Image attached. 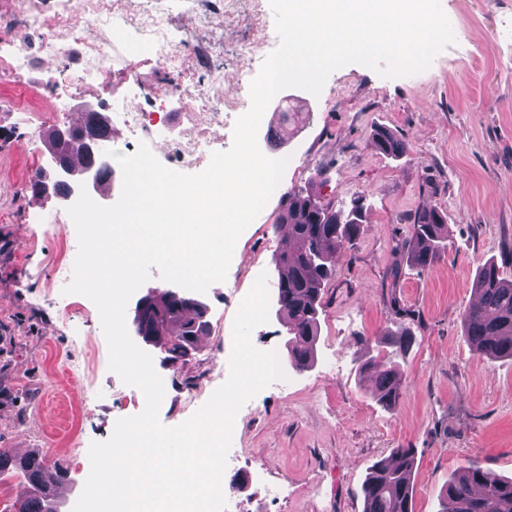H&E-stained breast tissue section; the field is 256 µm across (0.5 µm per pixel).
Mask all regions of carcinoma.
<instances>
[{"label":"carcinoma","mask_w":512,"mask_h":512,"mask_svg":"<svg viewBox=\"0 0 512 512\" xmlns=\"http://www.w3.org/2000/svg\"><path fill=\"white\" fill-rule=\"evenodd\" d=\"M47 148L64 161L83 155L77 141L61 143L56 130L49 131ZM376 150L398 157L407 153L406 140L387 128H378L372 136ZM365 221L362 206L335 209L322 203L313 193L294 191L278 217L288 227L289 251L276 258L277 315L288 331V363L303 371L314 361L319 332V307L324 286L330 280L333 260L358 234ZM443 212L434 206L416 211L410 234L396 243L394 250L406 260L426 267L444 248ZM478 301L462 316L463 336L478 353L493 358H512V279L500 273L493 262L484 264L473 284ZM206 305L181 289L148 293L142 308L135 310V331L148 345L163 349L164 360L177 362L198 351V338L210 328ZM415 337L404 329L390 341L393 346L388 367L377 370L366 363L363 370L373 371L374 397L388 408L400 398L398 368ZM416 452L397 448L391 457L378 461L366 477L363 487V512H414L413 471ZM22 472L30 486V495L18 503L15 512H56L50 499L45 461L41 454L18 457L0 448V475ZM441 512H512V479L478 466H467L440 491Z\"/></svg>","instance_id":"obj_1"}]
</instances>
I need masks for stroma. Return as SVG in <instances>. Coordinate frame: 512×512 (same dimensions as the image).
Returning <instances> with one entry per match:
<instances>
[{
  "label": "stroma",
  "instance_id": "1",
  "mask_svg": "<svg viewBox=\"0 0 512 512\" xmlns=\"http://www.w3.org/2000/svg\"><path fill=\"white\" fill-rule=\"evenodd\" d=\"M456 37L419 74L387 79L351 64L333 71L320 96L301 89L283 97L303 112L287 143H271L265 110L257 140L264 154L291 164L281 191L237 240L224 282L201 299L210 330L186 361L168 363L150 348L165 396L164 425L182 423L180 405H203L229 376L233 319L260 273L276 283L274 259L287 246L277 219L285 192L313 188L337 208L360 203L365 221L337 255L320 311L313 365L284 367L282 379L247 400L234 420L231 446L238 467L224 472V495L236 512H362L371 467L394 449L416 451L415 512H438L437 495L468 465L512 478V359L487 360L466 342L464 310L474 301L479 268L495 261L512 279V0H440ZM68 9L88 36L111 38L110 71L93 89L64 87L63 67L79 69L78 49L67 56L32 53L15 87L0 86V448L40 452L49 470L64 468L61 489H83L90 462L75 463L72 435L83 446L110 438L119 419L141 413L143 392L109 368V348L94 303L64 294L56 272L78 248L74 225L48 223L62 211L54 199L32 197L29 177L47 158L49 129L72 125L81 104L108 113L133 97L149 107L161 90L155 122L168 139L195 136L183 113L204 90L225 104L250 95L239 74L260 66L241 48L279 44L269 0H118L115 17L130 24L153 12L184 55L182 67L163 69L148 54L130 55L125 41L84 13L79 0H0L9 21L0 40L33 44L32 11ZM385 127L407 140L393 158L376 151L374 131ZM168 139L149 147L167 168L194 174L198 165L169 154ZM324 168L312 181L316 168ZM445 214L446 246L420 268L398 262L393 248L423 206ZM412 330L416 341L402 364L401 396L393 408L377 403L359 367H384L385 335ZM80 372H71V365ZM211 373L209 388L196 389Z\"/></svg>",
  "mask_w": 512,
  "mask_h": 512
}]
</instances>
